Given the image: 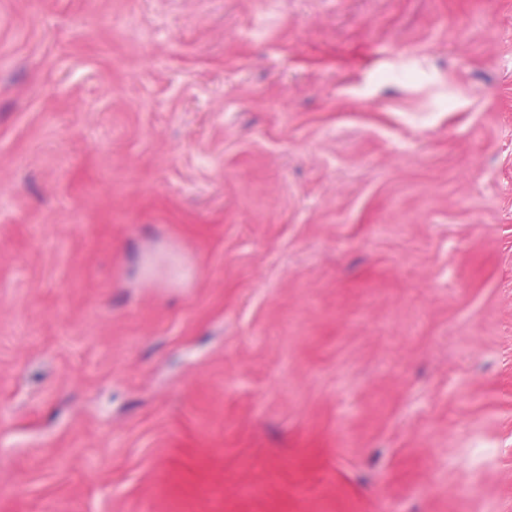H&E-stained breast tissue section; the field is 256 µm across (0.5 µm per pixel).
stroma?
<instances>
[{
  "label": "stroma",
  "mask_w": 512,
  "mask_h": 512,
  "mask_svg": "<svg viewBox=\"0 0 512 512\" xmlns=\"http://www.w3.org/2000/svg\"><path fill=\"white\" fill-rule=\"evenodd\" d=\"M512 512V0H0V512ZM161 490L170 512H224V466L200 451L176 458L165 470Z\"/></svg>",
  "instance_id": "stroma-1"
}]
</instances>
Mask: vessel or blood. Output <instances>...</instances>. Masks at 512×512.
<instances>
[{"instance_id": "b4317fda", "label": "vessel or blood", "mask_w": 512, "mask_h": 512, "mask_svg": "<svg viewBox=\"0 0 512 512\" xmlns=\"http://www.w3.org/2000/svg\"><path fill=\"white\" fill-rule=\"evenodd\" d=\"M161 490L167 512H224V468L210 453L176 458L163 474Z\"/></svg>"}]
</instances>
